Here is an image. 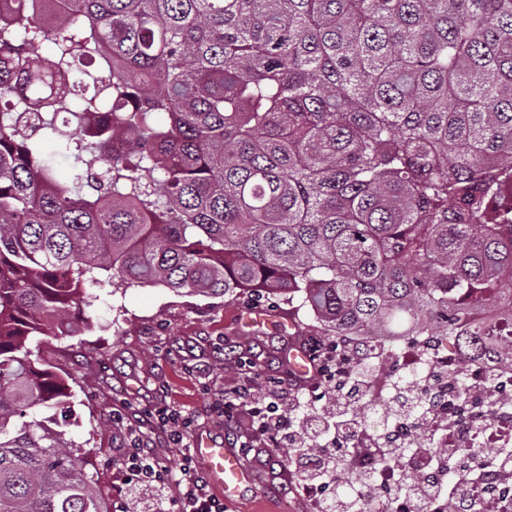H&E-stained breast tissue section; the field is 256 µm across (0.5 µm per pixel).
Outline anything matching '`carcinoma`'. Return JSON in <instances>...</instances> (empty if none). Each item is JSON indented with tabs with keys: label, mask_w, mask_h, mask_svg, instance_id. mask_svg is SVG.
<instances>
[{
	"label": "carcinoma",
	"mask_w": 512,
	"mask_h": 512,
	"mask_svg": "<svg viewBox=\"0 0 512 512\" xmlns=\"http://www.w3.org/2000/svg\"><path fill=\"white\" fill-rule=\"evenodd\" d=\"M26 2L0 0V512H111L37 352L89 329L65 316L94 288L274 295L324 347L512 356V0H68L47 25ZM475 461L508 471L512 447L466 449L448 482Z\"/></svg>",
	"instance_id": "cac0c4a2"
}]
</instances>
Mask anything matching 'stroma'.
Listing matches in <instances>:
<instances>
[{
    "label": "stroma",
    "mask_w": 512,
    "mask_h": 512,
    "mask_svg": "<svg viewBox=\"0 0 512 512\" xmlns=\"http://www.w3.org/2000/svg\"><path fill=\"white\" fill-rule=\"evenodd\" d=\"M110 307L85 310L92 331L78 336H46L40 355L65 372L74 393L58 421L69 438L91 450L99 484L111 512H160L174 494L166 481L143 482L122 464L126 423L158 403L197 419V433L234 444L250 432L248 419L228 424L219 410L225 392L243 382L232 352L254 360L261 372L258 397L285 377L288 350L309 347L315 323L301 332L271 325L252 333L240 321L237 304L221 297L181 296L152 286L120 288ZM123 421H115L116 412ZM278 451L258 449L251 491L227 512H311L299 494H282Z\"/></svg>",
    "instance_id": "obj_1"
}]
</instances>
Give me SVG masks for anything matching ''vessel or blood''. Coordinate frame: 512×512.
<instances>
[{
    "label": "vessel or blood",
    "instance_id": "vessel-or-blood-1",
    "mask_svg": "<svg viewBox=\"0 0 512 512\" xmlns=\"http://www.w3.org/2000/svg\"><path fill=\"white\" fill-rule=\"evenodd\" d=\"M193 453L210 485L223 494L225 503H236L245 496L254 476L235 448L202 434L195 441Z\"/></svg>",
    "mask_w": 512,
    "mask_h": 512
}]
</instances>
